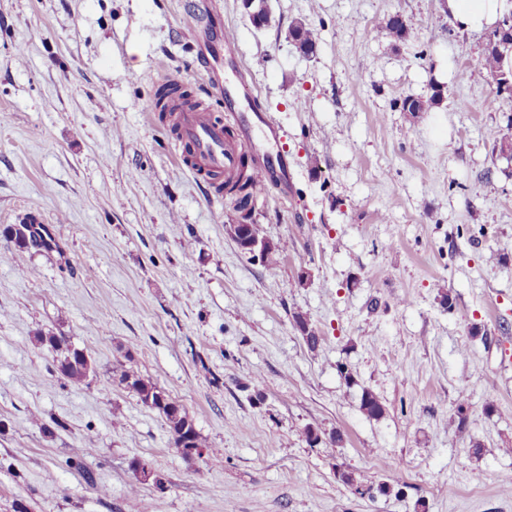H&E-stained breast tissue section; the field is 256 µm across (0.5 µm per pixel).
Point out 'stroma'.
I'll use <instances>...</instances> for the list:
<instances>
[{
	"mask_svg": "<svg viewBox=\"0 0 512 512\" xmlns=\"http://www.w3.org/2000/svg\"><path fill=\"white\" fill-rule=\"evenodd\" d=\"M267 5L258 25L243 0H0V512H512V162L493 151L512 96L479 69L487 35L458 33L445 0ZM395 14L414 39L389 36ZM200 26L235 34L225 84L286 133L292 191L251 216L288 246L273 268L154 110L164 77L205 85ZM436 83L439 105L402 111ZM30 212L53 249L5 237ZM48 333L91 357L88 383ZM123 370L218 456L175 448ZM41 342L46 343L49 349L55 353L58 371L69 382L76 385L86 383L94 368L83 349L72 345L65 336H42Z\"/></svg>",
	"mask_w": 512,
	"mask_h": 512,
	"instance_id": "stroma-1",
	"label": "stroma"
}]
</instances>
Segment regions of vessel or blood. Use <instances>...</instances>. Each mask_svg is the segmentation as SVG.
<instances>
[{"label": "vessel or blood", "mask_w": 512, "mask_h": 512, "mask_svg": "<svg viewBox=\"0 0 512 512\" xmlns=\"http://www.w3.org/2000/svg\"><path fill=\"white\" fill-rule=\"evenodd\" d=\"M208 81L224 99L227 111L236 113L240 135L250 139L254 130H261L265 139L278 142L284 137L281 127L258 108L245 88L225 87L216 72H209ZM179 140L187 151L180 161L204 183L217 184L234 178L240 168L242 152L238 143L227 136L222 121L202 106L172 100L169 106ZM257 190L265 193L276 188L287 190L291 183L288 159L285 155L267 156L257 164Z\"/></svg>", "instance_id": "vessel-or-blood-1"}]
</instances>
